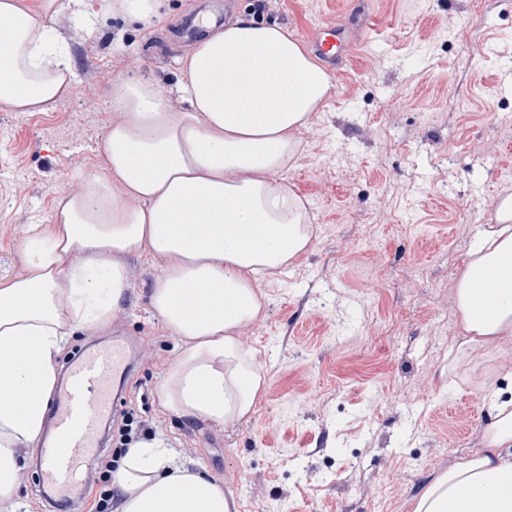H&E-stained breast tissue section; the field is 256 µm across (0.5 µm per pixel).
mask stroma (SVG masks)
Wrapping results in <instances>:
<instances>
[{
  "mask_svg": "<svg viewBox=\"0 0 512 512\" xmlns=\"http://www.w3.org/2000/svg\"><path fill=\"white\" fill-rule=\"evenodd\" d=\"M223 4L165 0L150 29L98 18L66 42L70 96L41 112L0 106L1 279L26 275L16 243L28 225L50 223L84 176L106 175L115 82L145 78L177 100L193 46L181 27ZM253 4L234 0L235 17L288 29L308 51L338 25L329 92L276 175L305 201L311 241L260 280L264 314L238 331L264 377L254 413L217 428L163 412L157 390L181 341L150 306L167 261L147 251L122 259L130 286L111 327L76 331L59 361L130 338L116 415L153 423L234 512H413L436 475L482 446L489 409L465 396L512 390V336L458 349L455 302L472 237L512 195V0H279L260 15ZM23 454L17 512H69L50 509L36 449ZM116 487L88 459L76 512Z\"/></svg>",
  "mask_w": 512,
  "mask_h": 512,
  "instance_id": "35a3bbf8",
  "label": "stroma"
}]
</instances>
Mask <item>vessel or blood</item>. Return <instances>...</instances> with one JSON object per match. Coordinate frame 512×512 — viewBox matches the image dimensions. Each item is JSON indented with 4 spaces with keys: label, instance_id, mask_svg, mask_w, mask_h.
I'll return each instance as SVG.
<instances>
[{
    "label": "vessel or blood",
    "instance_id": "vessel-or-blood-1",
    "mask_svg": "<svg viewBox=\"0 0 512 512\" xmlns=\"http://www.w3.org/2000/svg\"><path fill=\"white\" fill-rule=\"evenodd\" d=\"M128 355V343L117 339L70 363L64 397L54 413L58 447L45 456L42 468L46 483L58 494L76 484L84 457L95 448L99 425L112 411V382L123 374Z\"/></svg>",
    "mask_w": 512,
    "mask_h": 512
}]
</instances>
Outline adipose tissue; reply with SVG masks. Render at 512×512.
<instances>
[{
    "mask_svg": "<svg viewBox=\"0 0 512 512\" xmlns=\"http://www.w3.org/2000/svg\"><path fill=\"white\" fill-rule=\"evenodd\" d=\"M162 0H0V104L46 109L69 95L71 56L50 25L70 13L94 28L112 13L153 26ZM236 79L228 83L225 73ZM330 89L326 71L287 30L239 19L181 60L183 110L142 79L112 89L121 111L105 138L109 177L61 194L51 223L17 243L25 276L0 279V512L16 506L26 448H53L47 411L58 358L83 328H104L130 283L123 256L168 261L150 304L183 347L163 377V410L221 427L253 413L263 388L238 329L263 311L257 286L309 245L305 203L275 178ZM128 197L117 200L113 184ZM462 345L512 334V196L473 239L456 285ZM482 448L437 475L414 512H512V396L492 389ZM122 512H232L222 484L192 472L160 439L131 445L119 466Z\"/></svg>",
    "mask_w": 512,
    "mask_h": 512,
    "instance_id": "ef3b65f1",
    "label": "adipose tissue"
}]
</instances>
